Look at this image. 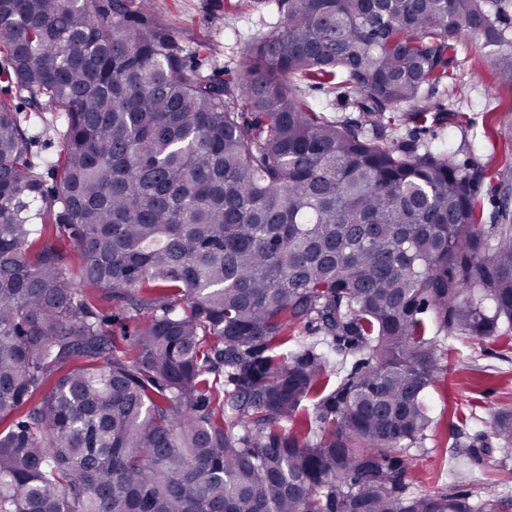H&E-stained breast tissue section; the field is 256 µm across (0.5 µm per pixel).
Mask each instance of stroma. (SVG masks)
<instances>
[{
	"label": "stroma",
	"mask_w": 512,
	"mask_h": 512,
	"mask_svg": "<svg viewBox=\"0 0 512 512\" xmlns=\"http://www.w3.org/2000/svg\"><path fill=\"white\" fill-rule=\"evenodd\" d=\"M153 17L173 29L189 53L214 79L233 77L241 52L261 34L279 26L276 0H152ZM457 57L460 85L455 109L463 116L453 128L436 124L414 129L423 146H441L452 161L476 174L478 204L484 224L512 217V87L497 78V50L480 47L462 36ZM0 100L18 112L34 137L36 162L56 160L60 144L43 128V115L31 112L14 87L0 78ZM448 370L429 389L427 402L435 418L421 448L414 450L413 478L432 491L447 485L450 459L468 460L463 483L482 490L498 482L494 512H512V474L497 471L502 453L492 435L493 417L512 412V339L474 338L455 343L447 357ZM480 422L470 420V413Z\"/></svg>",
	"instance_id": "obj_1"
}]
</instances>
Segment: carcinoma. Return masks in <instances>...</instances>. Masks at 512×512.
Returning <instances> with one entry per match:
<instances>
[{
  "label": "carcinoma",
  "mask_w": 512,
  "mask_h": 512,
  "mask_svg": "<svg viewBox=\"0 0 512 512\" xmlns=\"http://www.w3.org/2000/svg\"><path fill=\"white\" fill-rule=\"evenodd\" d=\"M277 6L217 81L151 0H0V73L64 118L48 190L0 101V422L43 391L0 429V512L492 508L493 486L413 490L398 452L431 429L450 344L512 328V224L484 227L477 177L390 131L453 125L425 92L464 33L512 85L508 3ZM48 224L78 270L29 257ZM141 315L119 346L110 321ZM492 433L511 450L512 414Z\"/></svg>",
  "instance_id": "cac0c4a2"
}]
</instances>
